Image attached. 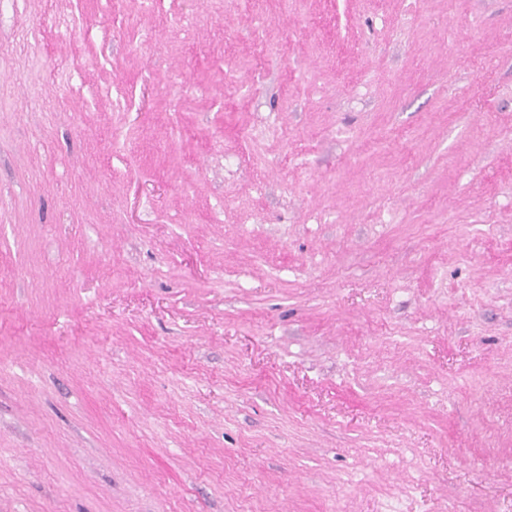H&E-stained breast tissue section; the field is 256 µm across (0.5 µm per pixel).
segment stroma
I'll list each match as a JSON object with an SVG mask.
<instances>
[{"label": "stroma", "mask_w": 512, "mask_h": 512, "mask_svg": "<svg viewBox=\"0 0 512 512\" xmlns=\"http://www.w3.org/2000/svg\"><path fill=\"white\" fill-rule=\"evenodd\" d=\"M0 512H512V0H0Z\"/></svg>", "instance_id": "stroma-1"}]
</instances>
